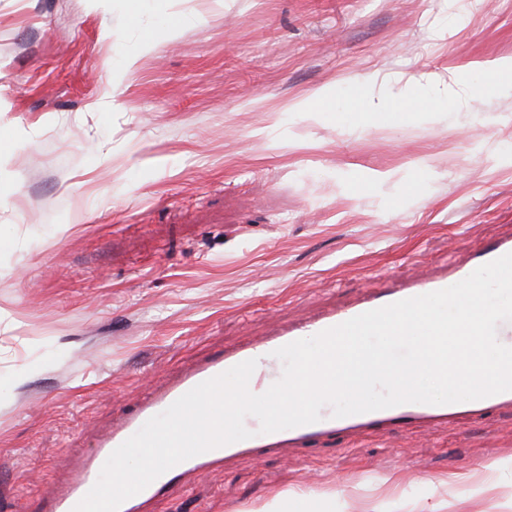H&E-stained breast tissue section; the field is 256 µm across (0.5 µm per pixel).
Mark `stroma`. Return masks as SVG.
<instances>
[{"instance_id":"obj_1","label":"stroma","mask_w":512,"mask_h":512,"mask_svg":"<svg viewBox=\"0 0 512 512\" xmlns=\"http://www.w3.org/2000/svg\"><path fill=\"white\" fill-rule=\"evenodd\" d=\"M510 57L512 0H0V512L183 363L512 236ZM273 497L512 512V411L238 456L151 512Z\"/></svg>"}]
</instances>
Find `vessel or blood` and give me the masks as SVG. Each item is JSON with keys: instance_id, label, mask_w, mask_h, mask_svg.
Instances as JSON below:
<instances>
[{"instance_id": "vessel-or-blood-1", "label": "vessel or blood", "mask_w": 512, "mask_h": 512, "mask_svg": "<svg viewBox=\"0 0 512 512\" xmlns=\"http://www.w3.org/2000/svg\"><path fill=\"white\" fill-rule=\"evenodd\" d=\"M508 253H512V238L498 241L477 252L463 267L441 275L421 276L413 284L401 288L371 289L355 302L339 306L300 325L279 328L270 336L224 350L219 355L199 359L181 369L175 377L152 384L138 402L135 411L113 420L111 430L99 441L91 456L81 462L75 476L56 491L50 512H73L77 503L97 481L111 453L134 435L147 420L165 411L203 381L253 359L256 360L257 367L250 379L249 388L253 393H263L275 381L274 352L278 348L314 336L367 311L450 287L467 278L480 266ZM510 407L512 391L453 404L407 403L342 418L333 417L331 408L326 407L322 409L321 419L316 423L270 434L260 433L259 422L249 420L245 426L252 430L251 438L209 450L175 465L141 492L124 501L119 512H137L138 508L148 502L168 497L180 489L187 474L203 470L237 454L259 455L286 446L306 448L322 439L354 431L369 430L385 435L397 428L424 421L451 420L465 415L485 416L498 409Z\"/></svg>"}]
</instances>
